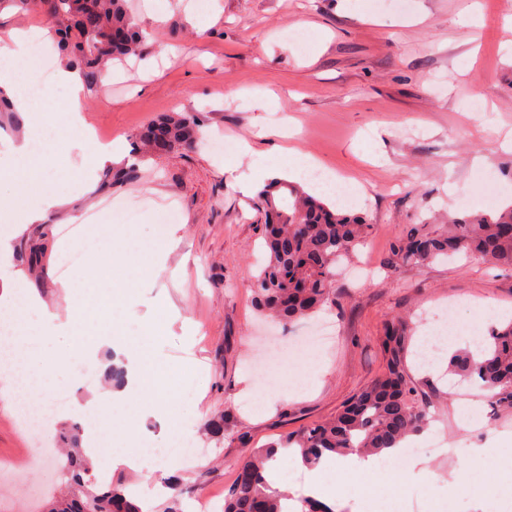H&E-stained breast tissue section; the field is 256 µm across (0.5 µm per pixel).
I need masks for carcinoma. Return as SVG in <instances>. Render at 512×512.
Returning a JSON list of instances; mask_svg holds the SVG:
<instances>
[{
  "label": "carcinoma",
  "instance_id": "obj_1",
  "mask_svg": "<svg viewBox=\"0 0 512 512\" xmlns=\"http://www.w3.org/2000/svg\"><path fill=\"white\" fill-rule=\"evenodd\" d=\"M23 10L38 8L53 24L68 62L84 80L97 85L114 58L139 51L142 34L127 0H0ZM200 124L189 113L167 114L142 130L140 141L154 154L192 147ZM264 216L262 233L268 262L252 288L259 310L288 323L309 317L332 304L334 283L343 265L371 231L365 217L341 213L307 194L300 185L272 179L257 194ZM463 254L494 267L512 268V205L489 215L448 219L444 232L419 233L411 228L393 244L385 265L425 264ZM407 331L389 326L382 336L386 371L344 404L331 418L287 434L242 461L234 484L224 496V512H283L285 494L266 479L280 449H297L314 467L327 453L378 454L424 430L434 402L418 400L416 381L406 362ZM448 371L489 393L495 406L512 409V322L494 329L476 351L448 357ZM59 441L69 454L59 477L69 494L47 512H142L121 483L101 482L92 473L81 448V428H61Z\"/></svg>",
  "mask_w": 512,
  "mask_h": 512
}]
</instances>
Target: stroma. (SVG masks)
Instances as JSON below:
<instances>
[{
	"label": "stroma",
	"mask_w": 512,
	"mask_h": 512,
	"mask_svg": "<svg viewBox=\"0 0 512 512\" xmlns=\"http://www.w3.org/2000/svg\"><path fill=\"white\" fill-rule=\"evenodd\" d=\"M147 35L142 56L114 60L120 79L84 90L82 114L99 142L122 140L111 166L92 169L89 149L75 134L57 143L59 158L46 180L66 194L61 206L12 241V264L52 310L67 315L62 256L77 233L112 223L114 210L136 214L132 236L114 249H157L158 217L173 208L175 242L165 270L141 280L136 301L114 306L122 333L145 335L166 325L153 350L170 389L165 400L144 398L114 406L113 450L128 433L144 448L138 469L101 468L141 489L144 512H164L147 469L164 465L166 447L187 439L205 449L178 474L183 512L198 493H228L235 467L253 449L289 431L335 414L386 366L382 336L396 321L412 339L407 362L422 396H433L435 435H417L416 456L433 478L413 477L398 512L417 499V512L440 502L444 512H484L485 502L466 484L496 485L512 450L497 439L512 436V412L494 411L478 390L461 400L441 370L424 371L415 352L428 326L419 315L454 301L462 309L448 351L468 347L512 319V269L475 259L402 263L387 270L394 238L410 227L433 233L453 216L493 213L512 204V0H128ZM50 23L37 11L0 10V53L38 78L41 62L15 56L8 32L42 31ZM199 120L203 141L191 149L143 155L139 134L172 112ZM233 141L236 151L215 152L210 141ZM312 156L349 193L361 194L351 212L365 216L372 233L354 265L338 277L335 305L321 312L332 326L328 348L291 359L258 386L251 361L262 353L258 337L290 342L303 324L270 323L257 312L251 284L265 261L262 217L254 192L270 168L287 169L284 148ZM174 308L164 313L158 298ZM83 361L48 378L51 392L68 391L83 402L100 389L104 370L84 372ZM286 397L272 399V388ZM223 416L224 431L208 424ZM487 448L485 468L456 475V459L435 447ZM21 421L0 398V512H27L29 504L57 495L55 466L35 467Z\"/></svg>",
	"instance_id": "35a3bbf8"
}]
</instances>
